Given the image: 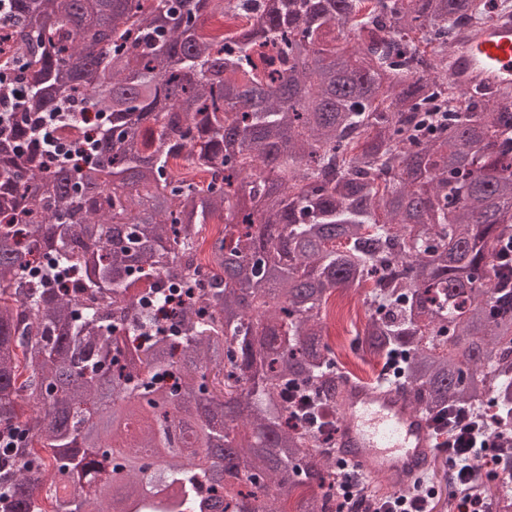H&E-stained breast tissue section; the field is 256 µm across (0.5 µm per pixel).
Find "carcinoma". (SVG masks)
Instances as JSON below:
<instances>
[{"instance_id": "obj_1", "label": "carcinoma", "mask_w": 512, "mask_h": 512, "mask_svg": "<svg viewBox=\"0 0 512 512\" xmlns=\"http://www.w3.org/2000/svg\"><path fill=\"white\" fill-rule=\"evenodd\" d=\"M140 2L9 0L0 70L21 61L27 97L0 128V512H47L42 491L52 512H327L349 473L282 392L336 403L325 311L365 287L357 350L399 354L422 415L491 402L512 431V103L448 111L446 65L498 0ZM226 14L250 20L233 47L202 27ZM65 101L100 118L55 131L94 145L76 167L31 133Z\"/></svg>"}]
</instances>
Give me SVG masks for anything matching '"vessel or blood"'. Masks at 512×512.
Wrapping results in <instances>:
<instances>
[{
  "instance_id": "b4317fda",
  "label": "vessel or blood",
  "mask_w": 512,
  "mask_h": 512,
  "mask_svg": "<svg viewBox=\"0 0 512 512\" xmlns=\"http://www.w3.org/2000/svg\"><path fill=\"white\" fill-rule=\"evenodd\" d=\"M448 77L460 89L489 97L512 88V15L462 30L449 57ZM336 454L369 480L406 494L428 472L436 450L430 429L408 392L397 383L341 382Z\"/></svg>"
}]
</instances>
